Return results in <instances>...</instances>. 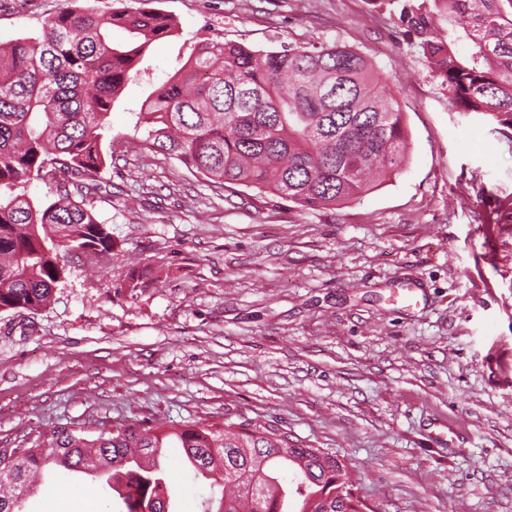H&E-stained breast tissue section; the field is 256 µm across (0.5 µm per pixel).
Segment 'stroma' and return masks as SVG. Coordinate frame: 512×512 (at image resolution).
<instances>
[{
  "mask_svg": "<svg viewBox=\"0 0 512 512\" xmlns=\"http://www.w3.org/2000/svg\"><path fill=\"white\" fill-rule=\"evenodd\" d=\"M64 0H0V43ZM177 35L153 44L109 117L94 203L116 248L69 256L51 302L0 312V448L60 426L246 420L354 470L376 512H512V129L464 116L393 7L367 0H155ZM272 51L340 42L401 106L403 172L360 201L308 211L217 188L141 146L135 113L200 40ZM148 269L136 295L122 291ZM401 281L425 299L392 304ZM455 444L437 446L436 423ZM180 512L208 491L167 449ZM55 471L25 512H103Z\"/></svg>",
  "mask_w": 512,
  "mask_h": 512,
  "instance_id": "1",
  "label": "stroma"
}]
</instances>
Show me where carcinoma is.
<instances>
[{
  "label": "carcinoma",
  "instance_id": "carcinoma-1",
  "mask_svg": "<svg viewBox=\"0 0 512 512\" xmlns=\"http://www.w3.org/2000/svg\"><path fill=\"white\" fill-rule=\"evenodd\" d=\"M65 0L37 36L0 47V312H35L65 277L72 253H110L112 231L93 211L112 135V107L138 64L177 22L146 7ZM397 5L427 66L465 115L512 129V0H368ZM127 33L112 42V29ZM469 44L465 55L460 41ZM143 146L168 152L213 184L256 189L304 210L331 209L371 189L369 175L398 173L409 138L396 96L372 61L334 43L276 51L205 39L137 112ZM50 178L55 198L19 192ZM180 449L209 482L205 512H365L346 465L300 448L257 423L191 422L165 430L114 424L59 427L51 438L0 458V512H23L34 475L71 471L94 450L97 489L112 512H177L160 461Z\"/></svg>",
  "mask_w": 512,
  "mask_h": 512
}]
</instances>
